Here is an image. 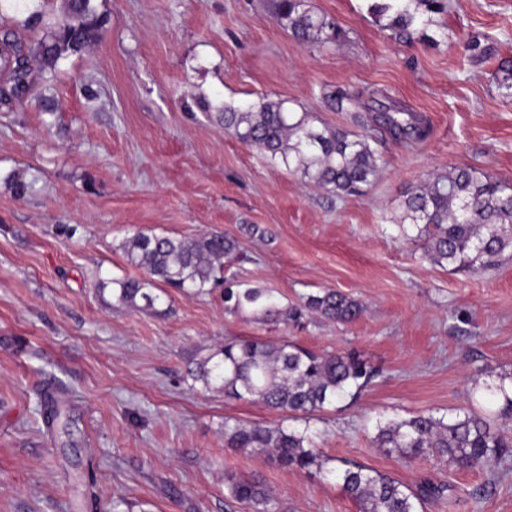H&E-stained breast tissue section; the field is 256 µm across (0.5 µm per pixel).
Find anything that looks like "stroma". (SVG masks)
<instances>
[{
    "mask_svg": "<svg viewBox=\"0 0 512 512\" xmlns=\"http://www.w3.org/2000/svg\"><path fill=\"white\" fill-rule=\"evenodd\" d=\"M101 38L62 59L50 85L0 104V512H242L225 471L258 473L282 512H359L336 480L283 470L224 446V421L276 422L258 403L189 384L225 340L355 348L382 374L310 421L325 457L408 484L435 476L448 498L425 512H512V462L494 469L404 461L373 444L378 422L491 404L480 387L512 373V259L455 273L399 236L407 188L468 166L512 184V102L496 84L512 57V0H446L401 39L367 0H308L340 40L302 45L273 0H92ZM63 0H0V29L40 39ZM488 49L473 59L471 40ZM345 91L352 111L330 97ZM286 99L315 125L370 133L385 165L363 195L339 197L225 133L219 114ZM399 102L428 136L392 140L370 118ZM25 183L24 194L15 191ZM138 231L221 232L238 249L224 283L167 289L158 311L112 297L143 277L120 242ZM267 288L278 308L333 288L364 311L297 328L224 308L225 288ZM64 398L47 426L40 396Z\"/></svg>",
    "mask_w": 512,
    "mask_h": 512,
    "instance_id": "1",
    "label": "stroma"
}]
</instances>
